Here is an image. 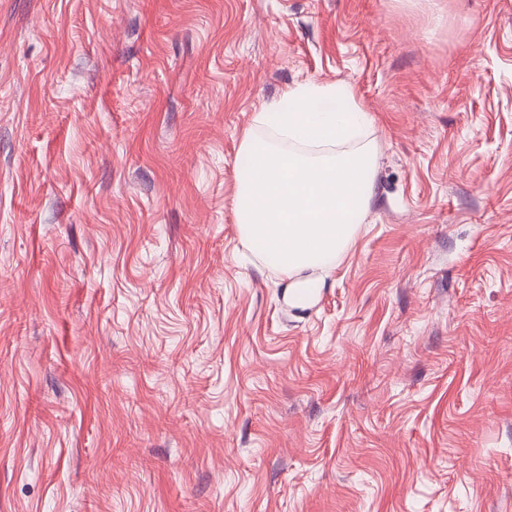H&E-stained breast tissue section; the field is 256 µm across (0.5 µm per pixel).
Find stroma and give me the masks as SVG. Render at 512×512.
Instances as JSON below:
<instances>
[{"mask_svg":"<svg viewBox=\"0 0 512 512\" xmlns=\"http://www.w3.org/2000/svg\"><path fill=\"white\" fill-rule=\"evenodd\" d=\"M312 83L379 166L298 305L236 172ZM0 512H512V0H0Z\"/></svg>","mask_w":512,"mask_h":512,"instance_id":"1","label":"stroma"}]
</instances>
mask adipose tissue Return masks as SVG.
<instances>
[{
	"label": "adipose tissue",
	"instance_id": "adipose-tissue-1",
	"mask_svg": "<svg viewBox=\"0 0 512 512\" xmlns=\"http://www.w3.org/2000/svg\"><path fill=\"white\" fill-rule=\"evenodd\" d=\"M277 115L275 132L285 140L307 145H340L352 140L370 118L344 85H301L286 91L258 113L256 122Z\"/></svg>",
	"mask_w": 512,
	"mask_h": 512
}]
</instances>
